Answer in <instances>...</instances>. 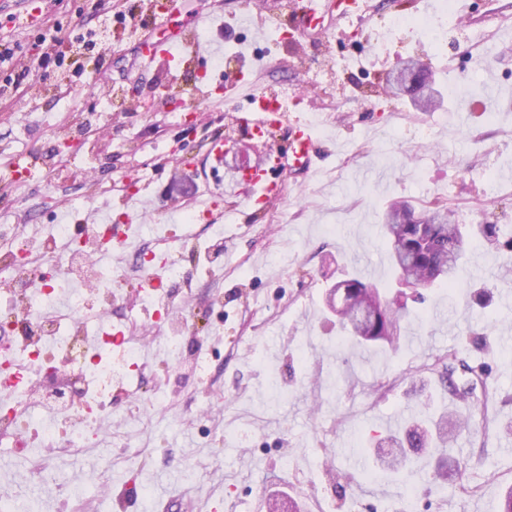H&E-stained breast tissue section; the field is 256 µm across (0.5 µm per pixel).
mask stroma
<instances>
[{"mask_svg": "<svg viewBox=\"0 0 512 512\" xmlns=\"http://www.w3.org/2000/svg\"><path fill=\"white\" fill-rule=\"evenodd\" d=\"M315 0H58L65 32L95 27L127 7L152 17L153 37L196 27V47L210 51L208 80L255 73L254 90L286 97L290 124L270 138L235 131L249 115L238 95L197 102V73L168 89L158 63L144 59L138 36L99 42L84 58L90 79L48 74L19 92L5 89L0 68V213L11 223L49 229L60 221L124 223L131 243L112 250L129 269L112 303V324L135 322L139 390L113 396L101 430L107 440L84 448L46 447L36 430L22 447L0 452V503H34L36 512H117V496L137 488L124 512H144L161 497L168 512H265L273 497L296 499L301 512H498L512 486V254L483 244L469 250L465 282L423 289L408 300L396 345H359L344 333L327 293L358 278L401 291L381 236L394 201L416 211L447 207L455 223L512 229V0H370L367 19L326 21L298 34L291 20ZM442 17L436 43L425 19ZM234 18L236 36L214 43ZM46 21L27 0H0V39L17 60L37 56ZM415 57L432 72L436 102L423 109L410 93L387 90L396 61ZM127 105L105 116L113 89ZM173 93L180 108L163 104ZM103 113L88 139H75L61 178L33 170L8 179V162L36 151L57 153L52 124ZM313 121L320 170L312 179L280 174L281 200L246 203L234 185L239 164L284 148L291 124ZM232 140L224 173L210 175L212 138ZM150 199L125 212L116 194L124 179ZM223 192L231 207L219 223L199 221L195 241L167 254V232L182 233L181 212ZM175 264L184 277L163 280L154 297L138 289L140 253ZM488 287L487 308L473 307L470 284ZM170 298L188 319L184 356L167 351L156 318ZM485 367L491 398L465 414L438 370L449 350ZM468 427L448 448L451 476L433 483L439 453L396 474L376 465L373 448L388 434L383 417L437 418L447 411Z\"/></svg>", "mask_w": 512, "mask_h": 512, "instance_id": "obj_1", "label": "stroma"}]
</instances>
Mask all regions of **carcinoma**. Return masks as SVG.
Instances as JSON below:
<instances>
[{
    "label": "carcinoma",
    "instance_id": "carcinoma-1",
    "mask_svg": "<svg viewBox=\"0 0 512 512\" xmlns=\"http://www.w3.org/2000/svg\"><path fill=\"white\" fill-rule=\"evenodd\" d=\"M381 224L391 261L399 281L425 282L434 273H442L440 282L455 287L463 260L474 238L482 239L489 248L512 252V235L504 236L497 224H480L466 229L450 220L448 209L439 207L418 213L402 202L390 205ZM342 293L345 307L336 312L341 329L357 338L361 344L391 343L395 337L382 330L383 319L391 317L400 324L403 314L392 309L381 295L380 289L356 278L339 282L334 293ZM481 389L482 400L489 398L484 373L474 368L470 376L453 387L458 398L475 399L476 389ZM453 414L443 415L432 426L413 423L402 430L380 439L374 448L377 463L390 471H397L416 459L419 449L435 445L439 450L455 441V429L449 426Z\"/></svg>",
    "mask_w": 512,
    "mask_h": 512
}]
</instances>
